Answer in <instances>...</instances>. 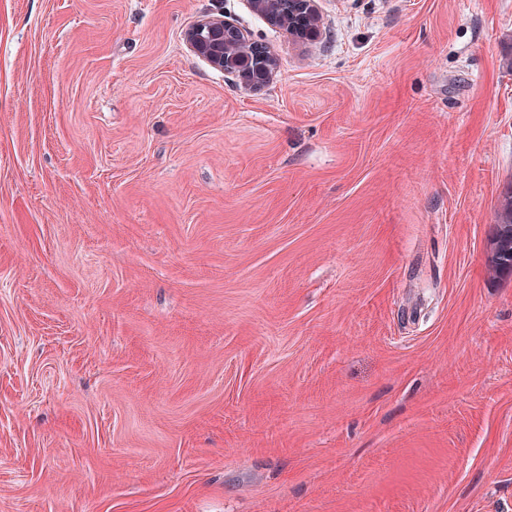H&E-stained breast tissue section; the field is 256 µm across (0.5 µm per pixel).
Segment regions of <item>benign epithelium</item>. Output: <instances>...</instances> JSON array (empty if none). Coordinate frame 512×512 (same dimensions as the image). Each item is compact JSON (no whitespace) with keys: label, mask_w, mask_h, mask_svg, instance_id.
I'll return each instance as SVG.
<instances>
[{"label":"benign epithelium","mask_w":512,"mask_h":512,"mask_svg":"<svg viewBox=\"0 0 512 512\" xmlns=\"http://www.w3.org/2000/svg\"><path fill=\"white\" fill-rule=\"evenodd\" d=\"M250 7L293 35L295 22L312 25L318 20L314 0H248ZM194 53L213 67L237 76L249 86L265 85L275 63L271 49L254 42L236 25L221 18H206L186 35Z\"/></svg>","instance_id":"1"}]
</instances>
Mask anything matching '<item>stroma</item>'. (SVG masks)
I'll list each match as a JSON object with an SVG mask.
<instances>
[{"label":"stroma","instance_id":"stroma-1","mask_svg":"<svg viewBox=\"0 0 512 512\" xmlns=\"http://www.w3.org/2000/svg\"><path fill=\"white\" fill-rule=\"evenodd\" d=\"M317 5L0 0V512H512V0ZM314 0H248L250 7L271 24L278 25L289 35L296 33L295 22L316 24L318 14ZM186 40L194 53L246 85H265L271 79L275 63L271 49L251 41L232 23L206 18L187 32ZM497 234L493 242L491 263L495 271L512 272V187L501 201Z\"/></svg>","mask_w":512,"mask_h":512}]
</instances>
